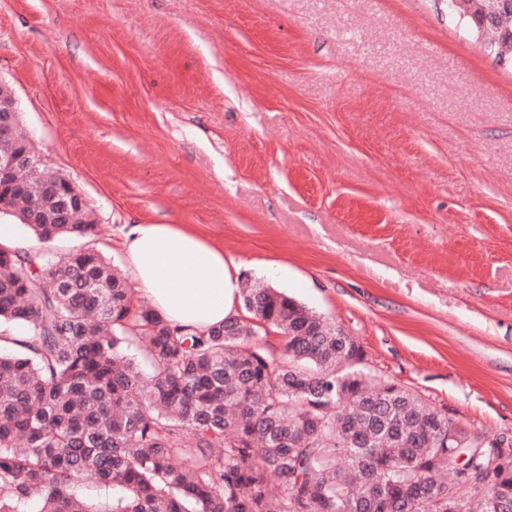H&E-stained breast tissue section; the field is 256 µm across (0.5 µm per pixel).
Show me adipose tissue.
Returning a JSON list of instances; mask_svg holds the SVG:
<instances>
[{"label": "adipose tissue", "mask_w": 512, "mask_h": 512, "mask_svg": "<svg viewBox=\"0 0 512 512\" xmlns=\"http://www.w3.org/2000/svg\"><path fill=\"white\" fill-rule=\"evenodd\" d=\"M123 249L132 282L172 325L205 331L236 315L237 265L223 248L172 224H135Z\"/></svg>", "instance_id": "1"}]
</instances>
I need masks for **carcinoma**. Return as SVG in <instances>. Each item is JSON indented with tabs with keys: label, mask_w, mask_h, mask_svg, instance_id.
I'll use <instances>...</instances> for the list:
<instances>
[{
	"label": "carcinoma",
	"mask_w": 512,
	"mask_h": 512,
	"mask_svg": "<svg viewBox=\"0 0 512 512\" xmlns=\"http://www.w3.org/2000/svg\"><path fill=\"white\" fill-rule=\"evenodd\" d=\"M512 62V0H448ZM0 215L95 241L75 191L16 128ZM176 329L93 248L0 244V512H512V442L470 432L362 366L342 327L276 288ZM278 335L282 354L270 344Z\"/></svg>",
	"instance_id": "obj_1"
}]
</instances>
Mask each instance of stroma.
Listing matches in <instances>:
<instances>
[{"label": "stroma", "instance_id": "1", "mask_svg": "<svg viewBox=\"0 0 512 512\" xmlns=\"http://www.w3.org/2000/svg\"><path fill=\"white\" fill-rule=\"evenodd\" d=\"M0 84L115 264L183 226L512 437V63L448 0H0Z\"/></svg>", "mask_w": 512, "mask_h": 512}]
</instances>
